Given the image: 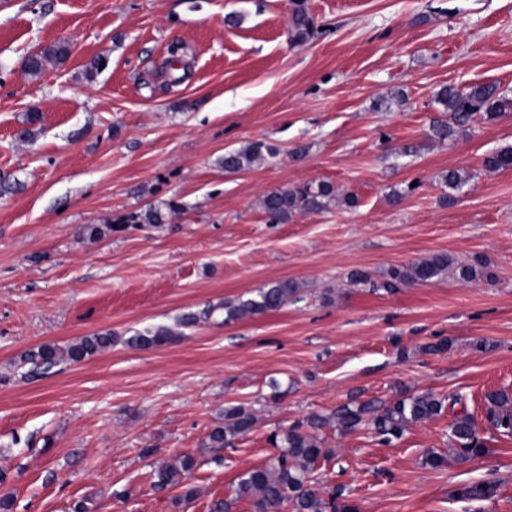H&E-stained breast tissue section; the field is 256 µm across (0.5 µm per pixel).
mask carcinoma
<instances>
[{
    "label": "carcinoma",
    "instance_id": "obj_1",
    "mask_svg": "<svg viewBox=\"0 0 512 512\" xmlns=\"http://www.w3.org/2000/svg\"><path fill=\"white\" fill-rule=\"evenodd\" d=\"M311 29V19L304 0H295L292 14V31L298 41L304 40ZM69 44L59 42L27 57L25 73L37 77L47 64L65 59ZM440 111L449 115L447 120H436L431 126V137L445 141L467 129L479 119L492 120L512 112V97L500 91L494 82L478 83L460 90L444 86L435 94ZM274 154V148L262 141L224 153L221 164L227 172H239L265 160ZM483 169L496 173L512 169V146L495 149L483 158ZM333 194L327 183L316 186L279 188L267 193L261 207L271 224H286L298 213L317 211L324 207V200ZM168 215L160 209L150 207L139 213L123 217V223L106 226V231L124 229L128 226L144 225L159 227L166 223ZM450 272L455 279L470 283L486 276L483 267L476 263L459 260L447 253H436L409 266L392 267L380 288L390 291L401 284H424ZM298 293L297 284L288 279L269 284L258 291L256 297L237 303L220 302L209 305L199 312H188L178 319L176 327L156 326L146 328L125 339L130 347L150 348L161 346L182 335L183 330L198 326L215 318L226 323L246 316L262 315L284 307ZM110 331L98 332L61 348L55 344H42L27 353L23 361L34 369L50 368L66 361L79 363L102 352L116 342ZM444 400L431 392L400 396L387 403H347L328 416L314 415L306 421L278 429L270 435V442L280 448L278 455L267 467L243 473L237 483L234 497L216 501L211 512H231L243 499L252 502L255 512H357L355 505L340 500L336 493L324 494L318 488L312 474L318 463L330 455L318 430L332 425L341 431H351L366 425L381 441L388 443L403 436L411 426L433 420L442 415ZM485 419L499 433L512 435V394L492 391L485 395ZM254 424V416L242 407L224 409V424L214 427L208 439L212 447L224 448L232 444L237 436L246 434ZM448 436L457 447L455 460L463 462L484 453V444L479 437L474 417L463 412L448 424ZM195 466L193 458L187 456L179 465H160L150 472L152 484L160 489L177 485L183 489L182 496L192 499L196 488L189 482ZM496 486L490 482L463 485L449 492L458 499L482 500L495 495Z\"/></svg>",
    "mask_w": 512,
    "mask_h": 512
}]
</instances>
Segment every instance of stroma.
<instances>
[{"label": "stroma", "instance_id": "1", "mask_svg": "<svg viewBox=\"0 0 512 512\" xmlns=\"http://www.w3.org/2000/svg\"><path fill=\"white\" fill-rule=\"evenodd\" d=\"M0 0V501L8 512H210L246 471L270 465L277 427L347 403L430 391L444 413L383 444L324 427L314 477L358 512H512V436L484 427L482 456L441 469L448 424L512 394V169L482 159L512 145V114L431 139L434 93L497 83L512 97V0ZM70 53L38 78L26 56ZM188 63L170 84L171 46ZM103 69L91 71L93 59ZM41 120L30 140L28 113ZM275 156L241 172L224 153ZM469 182L450 191L448 170ZM326 182L325 208L269 223V191ZM401 199H393V192ZM357 196L346 207L344 195ZM162 228L90 238L152 206ZM437 252L478 260L470 284L444 274L380 289L390 268ZM361 269L370 283L353 284ZM301 287L280 310L212 321L160 347L125 339L186 312ZM109 331L111 349L31 371L25 355ZM447 342L445 351L432 344ZM240 406L254 425L226 448L210 430ZM195 459L193 499L153 486L159 464ZM494 482L482 501L456 486ZM304 0H295L292 14V31L298 41L304 40L311 29V19L308 15ZM266 154L273 155L274 148L267 146L262 141H255L244 148L225 152L221 164L225 171L239 172L265 160Z\"/></svg>", "mask_w": 512, "mask_h": 512}]
</instances>
